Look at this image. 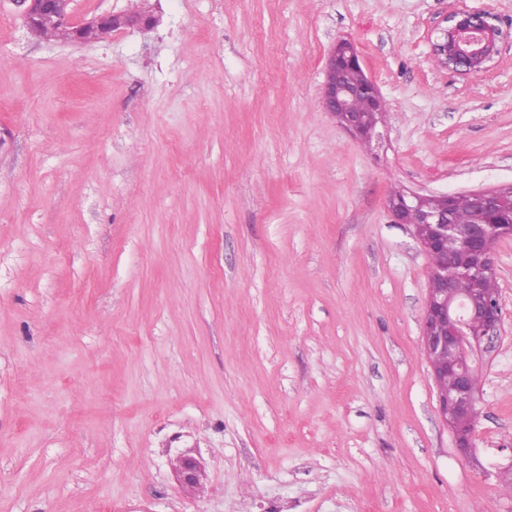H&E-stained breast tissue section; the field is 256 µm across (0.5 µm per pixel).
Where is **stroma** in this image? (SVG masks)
Wrapping results in <instances>:
<instances>
[{
  "label": "stroma",
  "instance_id": "obj_1",
  "mask_svg": "<svg viewBox=\"0 0 512 512\" xmlns=\"http://www.w3.org/2000/svg\"><path fill=\"white\" fill-rule=\"evenodd\" d=\"M470 8L501 31L480 78L432 55ZM71 9L157 24L66 45L0 0V512H512V239L466 459L387 207L512 186V0ZM342 39L386 102L368 144L321 107Z\"/></svg>",
  "mask_w": 512,
  "mask_h": 512
}]
</instances>
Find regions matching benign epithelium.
I'll return each mask as SVG.
<instances>
[{
    "instance_id": "1",
    "label": "benign epithelium",
    "mask_w": 512,
    "mask_h": 512,
    "mask_svg": "<svg viewBox=\"0 0 512 512\" xmlns=\"http://www.w3.org/2000/svg\"><path fill=\"white\" fill-rule=\"evenodd\" d=\"M27 30L37 38L63 44L92 45L102 40V33L124 29L146 30L156 25L149 15L122 12L93 16L83 21L73 19L72 0H14ZM448 26L433 43L436 63L462 74L480 75L499 53V28L494 15L487 10H468L450 16ZM349 69H358L362 81L347 85L340 76ZM368 100L373 109L384 110L386 103L373 78L364 70L356 47L349 41H338L327 53L325 81L321 89L324 111L354 138H375L378 132L361 127L352 104ZM474 206V221L464 227L454 224L455 195L440 196L439 204L418 210L421 195L410 192L388 201V209L398 224L407 223V214L420 211L422 222L431 225V235L421 242L425 253L439 248L450 235L462 238L479 273L496 271V243L512 236V187L481 189L468 192ZM458 273L444 270L441 289L428 288L421 320V341L425 353L448 350H471L490 344L499 335L503 322L500 296L475 298L456 290ZM458 382L456 394L438 398V412L452 432L458 454L471 456L475 448L476 419L479 416V385L473 366H455Z\"/></svg>"
}]
</instances>
